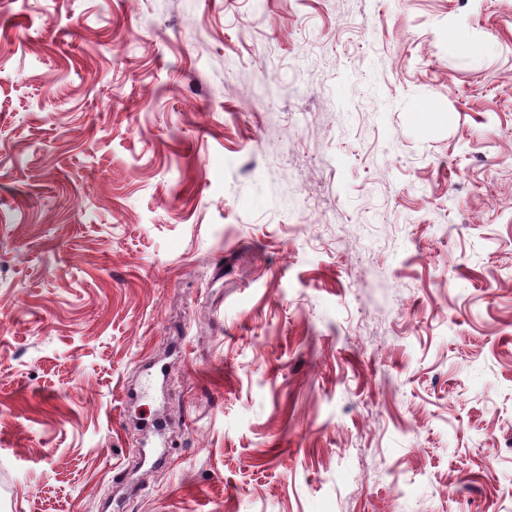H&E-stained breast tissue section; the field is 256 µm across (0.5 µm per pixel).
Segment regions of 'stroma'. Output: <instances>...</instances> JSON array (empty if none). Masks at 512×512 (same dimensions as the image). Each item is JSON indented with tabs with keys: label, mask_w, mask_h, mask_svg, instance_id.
Wrapping results in <instances>:
<instances>
[{
	"label": "stroma",
	"mask_w": 512,
	"mask_h": 512,
	"mask_svg": "<svg viewBox=\"0 0 512 512\" xmlns=\"http://www.w3.org/2000/svg\"><path fill=\"white\" fill-rule=\"evenodd\" d=\"M0 512H512V0H0Z\"/></svg>",
	"instance_id": "obj_1"
}]
</instances>
